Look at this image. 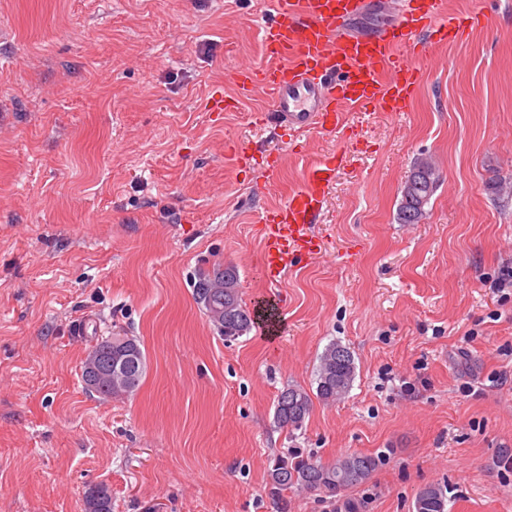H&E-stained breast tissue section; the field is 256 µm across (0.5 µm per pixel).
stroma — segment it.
<instances>
[{
    "label": "stroma",
    "mask_w": 512,
    "mask_h": 512,
    "mask_svg": "<svg viewBox=\"0 0 512 512\" xmlns=\"http://www.w3.org/2000/svg\"><path fill=\"white\" fill-rule=\"evenodd\" d=\"M475 8L485 25L429 40L405 111L296 139L232 78L261 58L263 0H0V512H82L98 483L112 512H415L429 484L448 512H512V196L491 188L512 182V0L445 4ZM331 154L328 252L270 284L261 217ZM425 157L441 182L398 223ZM215 263L255 314L232 341L193 295ZM118 330L147 371L104 401L81 369ZM334 341L350 392L278 427V393L314 392ZM349 453L387 460L334 498L271 488L275 458Z\"/></svg>",
    "instance_id": "1"
}]
</instances>
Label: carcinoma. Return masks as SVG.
<instances>
[{
	"label": "carcinoma",
	"mask_w": 512,
	"mask_h": 512,
	"mask_svg": "<svg viewBox=\"0 0 512 512\" xmlns=\"http://www.w3.org/2000/svg\"><path fill=\"white\" fill-rule=\"evenodd\" d=\"M440 174L427 162L414 164L407 182L401 189L396 219L400 224H418L425 215V205L436 192ZM240 278L232 266L215 265L198 272L193 293L213 326L224 336L237 338L247 334L253 325L252 315L243 302ZM118 360L124 363L125 376L120 381L103 383L93 390L107 400L133 394L140 387L147 370L146 356L136 337L116 332L98 341L88 352L84 369L94 362ZM356 377L354 357L338 342L326 346L316 368V397L322 401L340 399L351 390ZM310 394L298 385H287L277 396L274 421L291 432L303 428L312 410ZM385 455L345 454L327 463L312 459H275L269 472L272 489L278 493L295 490L320 491L335 496L364 483L371 473L383 465ZM448 497L445 489L429 485L416 496L415 512H446ZM83 512H112V494L103 488L94 494L90 487L84 494Z\"/></svg>",
	"instance_id": "1"
}]
</instances>
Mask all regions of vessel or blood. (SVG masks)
Wrapping results in <instances>:
<instances>
[{"instance_id": "obj_1", "label": "vessel or blood", "mask_w": 512, "mask_h": 512, "mask_svg": "<svg viewBox=\"0 0 512 512\" xmlns=\"http://www.w3.org/2000/svg\"><path fill=\"white\" fill-rule=\"evenodd\" d=\"M273 20L261 30L259 63L236 67L240 96L263 88L272 110L262 125L295 135L340 131L344 109L404 111L419 81L417 59L424 34L457 41L481 24L478 12L453 17L442 0H268ZM379 5L388 24L367 33L350 22ZM336 179L328 156L312 162L302 186L263 218L262 258L267 276L278 280L288 269L325 250L315 222Z\"/></svg>"}]
</instances>
